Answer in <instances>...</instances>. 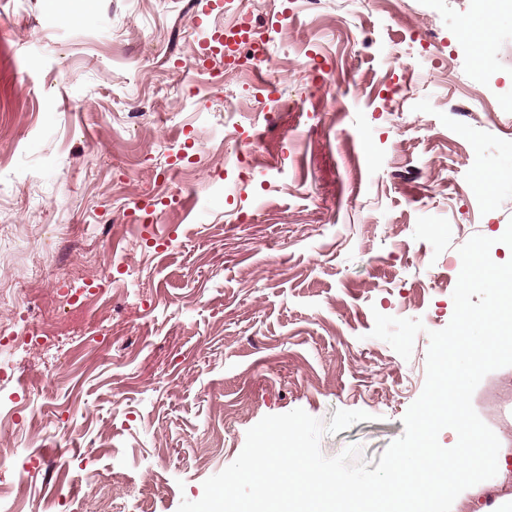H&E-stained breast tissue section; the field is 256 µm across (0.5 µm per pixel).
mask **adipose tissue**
Returning <instances> with one entry per match:
<instances>
[{"instance_id":"obj_1","label":"adipose tissue","mask_w":512,"mask_h":512,"mask_svg":"<svg viewBox=\"0 0 512 512\" xmlns=\"http://www.w3.org/2000/svg\"><path fill=\"white\" fill-rule=\"evenodd\" d=\"M477 427L470 420L458 418L455 435L458 445L448 451V466L457 476L455 493L447 512H505L512 505V450L495 444L486 450V464L497 472L495 482H482V467L474 462L470 448ZM485 464V465H486Z\"/></svg>"}]
</instances>
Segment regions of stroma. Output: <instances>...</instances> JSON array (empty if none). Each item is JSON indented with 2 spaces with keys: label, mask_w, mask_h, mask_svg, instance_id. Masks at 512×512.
Listing matches in <instances>:
<instances>
[{
  "label": "stroma",
  "mask_w": 512,
  "mask_h": 512,
  "mask_svg": "<svg viewBox=\"0 0 512 512\" xmlns=\"http://www.w3.org/2000/svg\"><path fill=\"white\" fill-rule=\"evenodd\" d=\"M241 8L288 26L279 108L250 54H194ZM509 97L512 11L469 0H0V327L53 323L0 359V499L177 512L297 408L369 413L320 448L379 461L458 247L512 260ZM378 312L422 320L410 359ZM472 403L512 449V367Z\"/></svg>",
  "instance_id": "obj_1"
}]
</instances>
